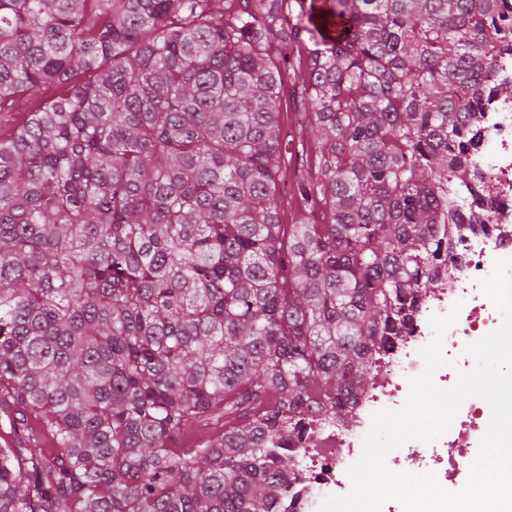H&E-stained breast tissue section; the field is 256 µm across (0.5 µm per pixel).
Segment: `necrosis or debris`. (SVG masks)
I'll return each instance as SVG.
<instances>
[{"label": "necrosis or debris", "mask_w": 512, "mask_h": 512, "mask_svg": "<svg viewBox=\"0 0 512 512\" xmlns=\"http://www.w3.org/2000/svg\"><path fill=\"white\" fill-rule=\"evenodd\" d=\"M481 139L469 156L472 168L490 178L494 192L483 205L458 196L455 209L463 222L448 229L450 276L441 278L436 288L418 298L412 320L400 336L394 337L383 365L385 374L374 381L355 401V424L339 420L315 426L306 450L297 459L301 478L283 502L284 512H318L321 501L330 495L350 492L348 467L362 452L363 438L373 412L401 408L410 391V380L423 370L422 348L440 340L448 366L436 371L438 387H452L459 371L471 370L473 359L465 355L467 345L498 329L502 316L484 294L482 282L493 271L496 260L512 259V96H493L477 115ZM484 223L471 224L473 215ZM446 320L442 333H435L432 319ZM480 402L462 403L450 428L435 441L405 442L385 460L389 470L412 472L430 470L450 492L461 490L470 470L457 459L460 448L478 450L489 422Z\"/></svg>", "instance_id": "necrosis-or-debris-1"}]
</instances>
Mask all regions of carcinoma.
I'll return each instance as SVG.
<instances>
[{"label": "carcinoma", "instance_id": "1", "mask_svg": "<svg viewBox=\"0 0 512 512\" xmlns=\"http://www.w3.org/2000/svg\"><path fill=\"white\" fill-rule=\"evenodd\" d=\"M216 2L0 0V103L71 85L0 138V512H280L490 195L512 0ZM281 112L282 135L286 141L292 139L298 145L306 129L303 104L298 97H289L287 92L282 100Z\"/></svg>", "mask_w": 512, "mask_h": 512}]
</instances>
